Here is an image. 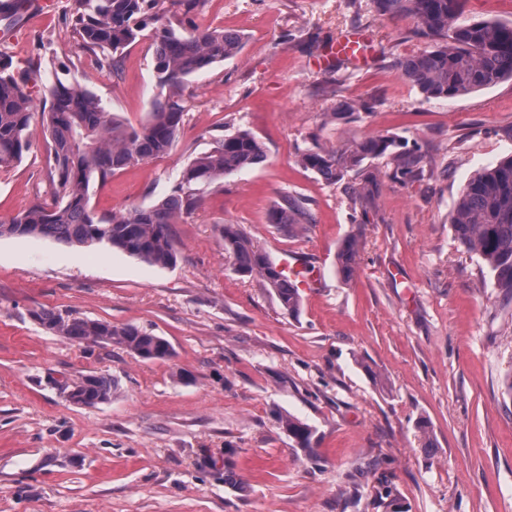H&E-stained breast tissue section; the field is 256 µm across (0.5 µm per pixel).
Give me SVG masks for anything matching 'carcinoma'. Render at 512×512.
Masks as SVG:
<instances>
[{
	"label": "carcinoma",
	"mask_w": 512,
	"mask_h": 512,
	"mask_svg": "<svg viewBox=\"0 0 512 512\" xmlns=\"http://www.w3.org/2000/svg\"><path fill=\"white\" fill-rule=\"evenodd\" d=\"M205 0H71L67 23L78 47L93 54L102 66L116 71L124 49L150 30L157 84L162 91L148 121L139 128L127 125L108 111L101 100L77 81L44 86L50 107L41 112L45 136L51 143V202H38L0 222V237H41L79 247L102 245L121 250L149 264L169 267L178 252L172 225L202 204L198 186L220 183L227 173L245 171L266 158L264 143L248 130L214 141L210 150L195 156L172 193L149 207H131L120 214L99 215L90 206V183L107 182L130 166L167 154L176 145L184 122L183 91L188 77L238 55L242 37L218 27L185 25L170 7L184 14ZM381 17H409L433 45L397 63L400 78L427 99L461 97L512 80V24L479 20L461 24L466 0H373ZM38 80L11 71L0 63V170L16 165L30 148L29 129L36 108ZM364 104L339 103V120H351ZM387 157L395 177L417 176L418 145L394 134H371L339 147L313 146L301 152L299 163L329 183L364 171V163ZM376 177L347 184L353 200L367 196ZM268 223L292 236L313 223L306 203L284 194L268 212ZM455 239L479 256L489 284L504 300H512V156L478 171L464 186L451 216ZM224 253L235 271L254 276L288 314L299 312L297 284L282 273L259 245L237 224L220 226ZM362 225L344 239L336 255V272L353 279L360 255ZM35 318L50 333L74 346L103 344L129 350L144 360H169L170 344L134 326L72 317L41 310ZM77 403L94 406L109 401L116 381L91 374L74 382ZM281 427L303 451L314 455L315 429L291 415H279ZM379 504L390 512L397 497L386 474L377 476Z\"/></svg>",
	"instance_id": "carcinoma-1"
}]
</instances>
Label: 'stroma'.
I'll list each match as a JSON object with an SVG mask.
<instances>
[{"label": "stroma", "instance_id": "obj_1", "mask_svg": "<svg viewBox=\"0 0 512 512\" xmlns=\"http://www.w3.org/2000/svg\"><path fill=\"white\" fill-rule=\"evenodd\" d=\"M69 6L0 20V63L37 68L46 84L79 81L141 125L158 94L149 40L127 48L119 72L99 67L65 21ZM191 20L239 33L242 52L188 79L177 145L91 184V206H153L194 156L239 129L267 158L201 187V207L172 227L171 267L0 237V512H382L381 471L403 512H512V305L482 288L488 270L450 224L470 177L512 156V81L425 99L394 63L429 39L409 18H379L371 0H205ZM353 31L363 57L327 60ZM340 100L368 110L332 119ZM369 134L421 145V176L403 182L389 159L371 161L377 184L355 202L298 163L313 144ZM30 137L21 162L0 171V221L52 199L40 118ZM283 192L315 215L295 236L267 221ZM356 221L364 234L347 283L336 253ZM223 224L276 261L307 265L316 283L301 289L297 316L235 272ZM41 309L138 327L174 356L70 345L34 319ZM91 373L115 379L111 400H66L62 383ZM281 413L316 428V459L294 448Z\"/></svg>", "mask_w": 512, "mask_h": 512}]
</instances>
